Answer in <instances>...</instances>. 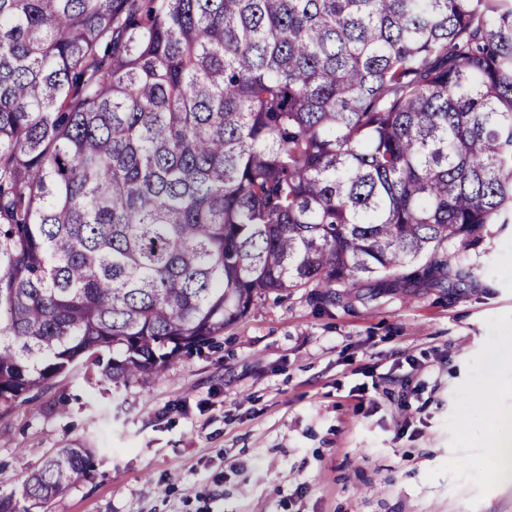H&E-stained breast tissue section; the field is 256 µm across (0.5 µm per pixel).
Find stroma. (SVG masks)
Segmentation results:
<instances>
[{
  "instance_id": "35a3bbf8",
  "label": "stroma",
  "mask_w": 512,
  "mask_h": 512,
  "mask_svg": "<svg viewBox=\"0 0 512 512\" xmlns=\"http://www.w3.org/2000/svg\"><path fill=\"white\" fill-rule=\"evenodd\" d=\"M455 288L316 308L267 297L163 378L115 387L68 373L0 410V499L12 512H512L491 436L512 417V224L449 243ZM496 377L494 411L478 387ZM93 451L90 475L34 508L28 474L54 448ZM164 487L155 497L145 477Z\"/></svg>"
}]
</instances>
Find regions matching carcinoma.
<instances>
[{
  "label": "carcinoma",
  "instance_id": "1",
  "mask_svg": "<svg viewBox=\"0 0 512 512\" xmlns=\"http://www.w3.org/2000/svg\"><path fill=\"white\" fill-rule=\"evenodd\" d=\"M512 220V0H0V406L160 378ZM58 448L34 505L89 475Z\"/></svg>",
  "mask_w": 512,
  "mask_h": 512
}]
</instances>
